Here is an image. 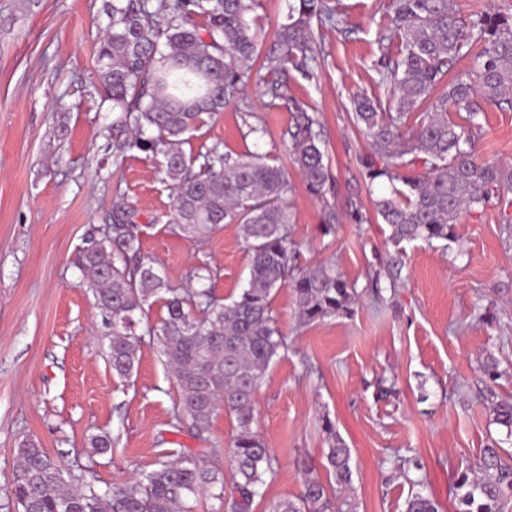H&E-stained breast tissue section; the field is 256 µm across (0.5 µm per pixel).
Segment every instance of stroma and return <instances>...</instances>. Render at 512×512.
<instances>
[{
    "instance_id": "1",
    "label": "stroma",
    "mask_w": 512,
    "mask_h": 512,
    "mask_svg": "<svg viewBox=\"0 0 512 512\" xmlns=\"http://www.w3.org/2000/svg\"><path fill=\"white\" fill-rule=\"evenodd\" d=\"M331 3L337 21L317 30L315 76L291 72L287 93L324 126L334 191L315 198L292 169L287 200L298 265L335 264L360 297L351 316L303 326L291 289L275 291L288 349L256 394V417L280 466L252 512L300 495L306 471L328 479L326 416L352 457L339 512H405L412 460L441 512H458V471L504 436L482 395L490 389L512 398V231L492 203L463 215L451 247L389 242L359 173L371 142L353 122L351 98L389 95L371 61L388 32L391 0ZM101 4L0 0V506L12 497L14 449L26 436L61 468L92 470L103 489L183 451L225 464L233 429L224 411L205 440L171 427L177 385L156 342L142 343L130 379L114 376L109 328L80 284L79 248L102 214L123 201L137 210L143 255L174 285L185 286L204 264L218 270L214 288L226 298L249 278L239 225H224L202 245L177 236L167 224L172 193L154 167L136 151L113 165L114 115L95 92L96 43L107 24ZM247 97L266 135L245 136L232 104L203 127V141L239 154L286 150L288 113L265 109L257 78H250ZM484 113L479 157L512 162V109L488 105ZM327 202L340 212L359 206L371 220L325 233ZM374 276L386 286L380 302L369 288ZM487 310L495 323L481 321ZM489 353L504 371L493 384L481 371ZM382 385L394 393L378 398ZM103 431L113 451L92 455L89 439Z\"/></svg>"
}]
</instances>
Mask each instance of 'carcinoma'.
<instances>
[{
	"mask_svg": "<svg viewBox=\"0 0 512 512\" xmlns=\"http://www.w3.org/2000/svg\"><path fill=\"white\" fill-rule=\"evenodd\" d=\"M259 0H103L108 18L96 61L102 101L120 116L112 122V159L120 165L138 151L155 163L173 189L168 224L175 234L203 243L226 224H239L250 256L248 287L232 299L215 292L214 271L204 265L192 278L196 288L173 285L141 255L136 209L105 212L96 233L76 259L81 283L95 306L111 319L108 359L113 374L129 378L139 361L143 337L157 341L178 388L169 425L188 427L207 439L221 410L235 420L227 468L205 457L179 453L157 467L103 490L79 468L64 471L34 440L15 448L12 501L15 512H193L202 495L219 502L218 512H251L255 498L275 478L277 459L256 424L255 396L271 363L288 349L272 305L274 290L292 289L297 319L309 325L350 316L357 291L333 265L295 270V243L288 214L284 165L265 154H232L214 143L185 151L186 134L237 103L244 136L266 134L264 121L244 98L249 74L243 65L263 57L266 107L289 113L288 159L308 192L324 198L333 183L322 150L323 126L285 91L288 71L313 77L318 42L314 25L333 20L329 0H288V12L270 42L262 36ZM390 34L400 50L385 47L372 60L380 81L393 89L387 102L360 95L353 118L375 147L359 159L368 186L388 181L372 199L377 215L399 245L421 240H457L462 214L485 208L501 192H512V165L480 161L474 140L483 106L512 108V11L496 9L464 22L455 0H392ZM469 57L470 68L454 71ZM425 107L419 122L408 116ZM465 112L466 124L448 119V107ZM424 171L414 172L417 161ZM347 220L366 222L358 208L338 213L327 204L324 232ZM156 302L166 315L156 324L148 313ZM493 422L512 438V400L489 399ZM328 451L326 485L306 469L301 494L270 501L265 512H336V488L352 479L351 451L329 417L323 418ZM92 454L112 452L107 432L90 438ZM231 494H224L225 483ZM460 512H503L512 496V463L492 444L479 463L456 477ZM405 512H440L420 490Z\"/></svg>",
	"mask_w": 512,
	"mask_h": 512,
	"instance_id": "cac0c4a2",
	"label": "carcinoma"
}]
</instances>
